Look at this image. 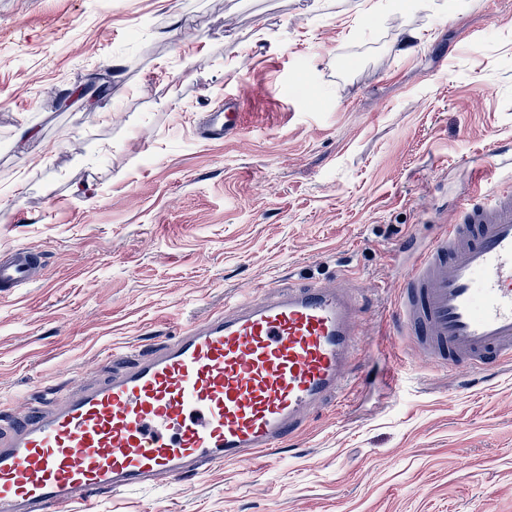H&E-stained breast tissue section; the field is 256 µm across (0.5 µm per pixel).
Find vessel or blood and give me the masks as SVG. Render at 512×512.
Instances as JSON below:
<instances>
[{
	"instance_id": "obj_1",
	"label": "vessel or blood",
	"mask_w": 512,
	"mask_h": 512,
	"mask_svg": "<svg viewBox=\"0 0 512 512\" xmlns=\"http://www.w3.org/2000/svg\"><path fill=\"white\" fill-rule=\"evenodd\" d=\"M237 100L205 113L203 140L241 129ZM42 249L0 255V298L30 287ZM392 325L436 367L512 361V184L460 202L400 278ZM365 314L340 284L270 281L205 320L179 326L150 357L47 411L0 425V512H69L102 492L184 482L200 468L281 447L338 397Z\"/></svg>"
}]
</instances>
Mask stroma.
I'll return each instance as SVG.
<instances>
[{
  "mask_svg": "<svg viewBox=\"0 0 512 512\" xmlns=\"http://www.w3.org/2000/svg\"><path fill=\"white\" fill-rule=\"evenodd\" d=\"M364 2L0 0V252L46 254L0 301L1 404L262 282L370 303L350 393L280 450L73 512H512V364L444 371L389 327L400 243L512 149V0ZM228 97L245 134L199 139Z\"/></svg>",
  "mask_w": 512,
  "mask_h": 512,
  "instance_id": "1",
  "label": "stroma"
}]
</instances>
